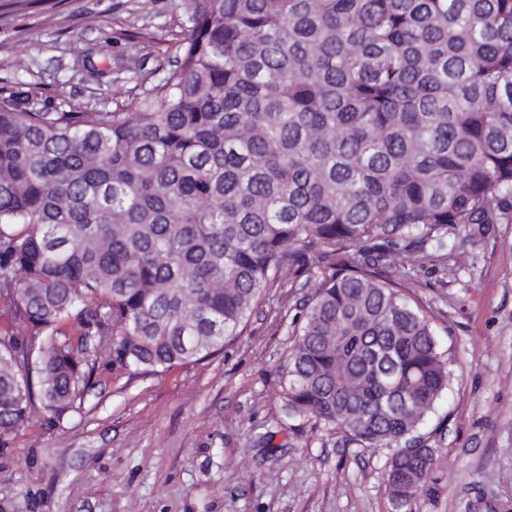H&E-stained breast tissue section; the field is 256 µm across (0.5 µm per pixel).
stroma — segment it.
Segmentation results:
<instances>
[{"label":"stroma","mask_w":512,"mask_h":512,"mask_svg":"<svg viewBox=\"0 0 512 512\" xmlns=\"http://www.w3.org/2000/svg\"><path fill=\"white\" fill-rule=\"evenodd\" d=\"M186 0H0V88L42 104L125 105L130 61L168 67ZM455 276L425 264L454 376L424 428L435 464L415 512H512V223L448 240ZM313 288H273L240 336L202 361L143 375L100 364L63 423L35 407L0 446V512H393L387 453L282 422L278 372ZM277 434L271 443L260 436Z\"/></svg>","instance_id":"obj_1"}]
</instances>
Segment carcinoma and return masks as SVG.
Here are the masks:
<instances>
[{"label": "carcinoma", "mask_w": 512, "mask_h": 512, "mask_svg": "<svg viewBox=\"0 0 512 512\" xmlns=\"http://www.w3.org/2000/svg\"><path fill=\"white\" fill-rule=\"evenodd\" d=\"M182 26L124 110L0 92V442L101 360L224 350L303 278L284 414L388 449L413 512L452 370L408 272L512 220V0H188Z\"/></svg>", "instance_id": "cac0c4a2"}]
</instances>
